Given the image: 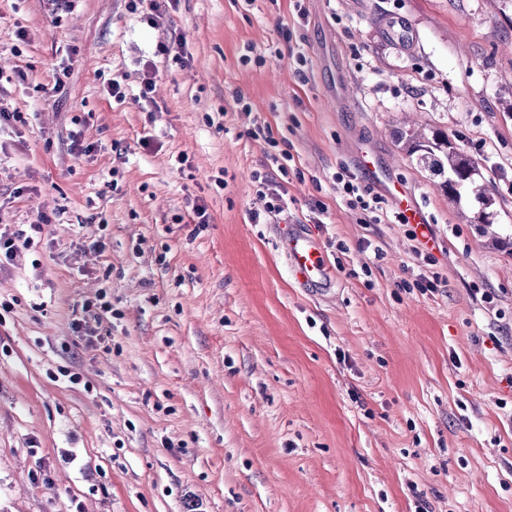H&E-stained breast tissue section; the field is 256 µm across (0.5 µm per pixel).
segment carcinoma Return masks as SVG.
I'll return each mask as SVG.
<instances>
[{
    "label": "carcinoma",
    "mask_w": 512,
    "mask_h": 512,
    "mask_svg": "<svg viewBox=\"0 0 512 512\" xmlns=\"http://www.w3.org/2000/svg\"><path fill=\"white\" fill-rule=\"evenodd\" d=\"M396 139L401 151L416 159L419 166L440 176L438 189L448 197V201L458 203L463 193L470 190L475 201L488 206L491 198L486 187L475 184L477 168L473 159L442 130L415 124L396 131Z\"/></svg>",
    "instance_id": "1"
}]
</instances>
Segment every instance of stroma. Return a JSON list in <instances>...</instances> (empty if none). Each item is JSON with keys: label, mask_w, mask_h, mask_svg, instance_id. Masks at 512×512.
I'll return each mask as SVG.
<instances>
[{"label": "stroma", "mask_w": 512, "mask_h": 512, "mask_svg": "<svg viewBox=\"0 0 512 512\" xmlns=\"http://www.w3.org/2000/svg\"><path fill=\"white\" fill-rule=\"evenodd\" d=\"M304 5L165 2L152 27L126 0H0V106L23 115L0 230L40 227L0 263V512H512V0ZM174 35L186 62L154 54ZM409 116L475 161L488 223L400 151ZM340 172L410 191L431 242L347 209ZM258 173L288 203L266 224ZM286 223L329 288L296 281ZM88 302L111 307L94 342Z\"/></svg>", "instance_id": "obj_1"}]
</instances>
